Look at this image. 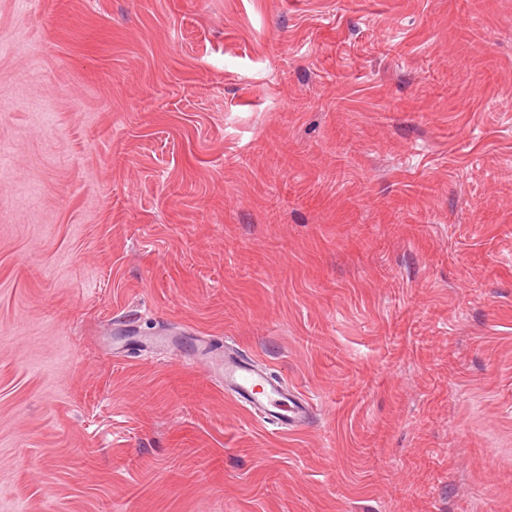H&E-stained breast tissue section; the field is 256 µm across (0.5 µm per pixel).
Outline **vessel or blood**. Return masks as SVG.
Returning a JSON list of instances; mask_svg holds the SVG:
<instances>
[{
    "label": "vessel or blood",
    "mask_w": 512,
    "mask_h": 512,
    "mask_svg": "<svg viewBox=\"0 0 512 512\" xmlns=\"http://www.w3.org/2000/svg\"><path fill=\"white\" fill-rule=\"evenodd\" d=\"M224 386L251 412L282 426L301 428L311 420L314 406L245 357L240 349L224 351Z\"/></svg>",
    "instance_id": "b4317fda"
}]
</instances>
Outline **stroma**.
Here are the masks:
<instances>
[{
  "label": "stroma",
  "mask_w": 512,
  "mask_h": 512,
  "mask_svg": "<svg viewBox=\"0 0 512 512\" xmlns=\"http://www.w3.org/2000/svg\"><path fill=\"white\" fill-rule=\"evenodd\" d=\"M491 507L512 0H0V512ZM224 388L230 389L251 412L276 424L301 428L311 420L314 406L274 377L268 376L237 348H225Z\"/></svg>",
  "instance_id": "35a3bbf8"
}]
</instances>
